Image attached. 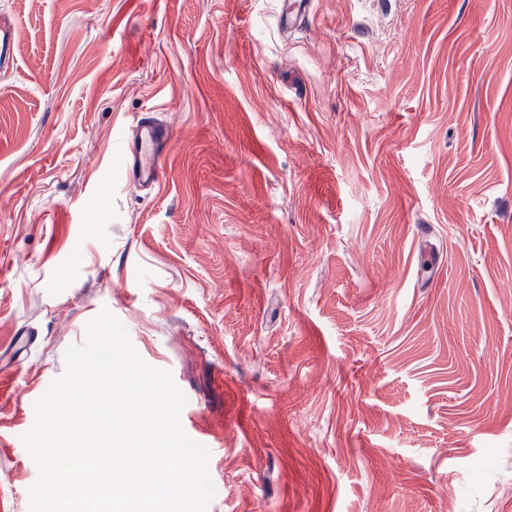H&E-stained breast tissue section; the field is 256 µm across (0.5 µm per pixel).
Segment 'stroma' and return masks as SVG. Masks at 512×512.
Returning <instances> with one entry per match:
<instances>
[{"instance_id": "35a3bbf8", "label": "stroma", "mask_w": 512, "mask_h": 512, "mask_svg": "<svg viewBox=\"0 0 512 512\" xmlns=\"http://www.w3.org/2000/svg\"><path fill=\"white\" fill-rule=\"evenodd\" d=\"M0 0V512L109 309L207 512H512V0ZM171 126L122 182L132 113ZM129 126L131 133L121 134L116 142L125 163L126 183L154 189L160 162L170 150L172 130L153 111L134 113Z\"/></svg>"}]
</instances>
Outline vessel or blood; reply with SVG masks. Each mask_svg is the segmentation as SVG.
<instances>
[{"label":"vessel or blood","mask_w":512,"mask_h":512,"mask_svg":"<svg viewBox=\"0 0 512 512\" xmlns=\"http://www.w3.org/2000/svg\"><path fill=\"white\" fill-rule=\"evenodd\" d=\"M130 127V134L120 135L116 142L125 163L126 181L142 188H154L160 162L170 150L172 130L150 111L134 113Z\"/></svg>","instance_id":"b4317fda"}]
</instances>
